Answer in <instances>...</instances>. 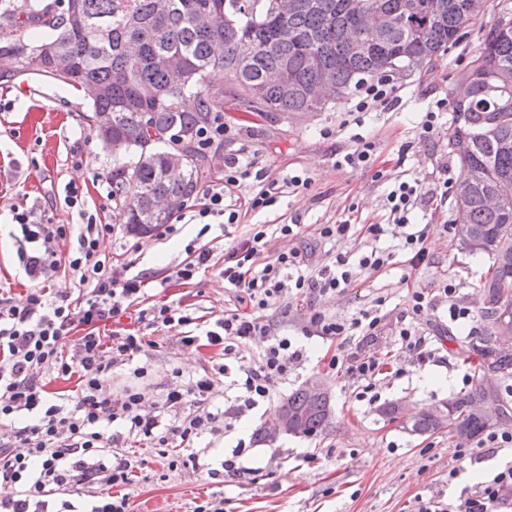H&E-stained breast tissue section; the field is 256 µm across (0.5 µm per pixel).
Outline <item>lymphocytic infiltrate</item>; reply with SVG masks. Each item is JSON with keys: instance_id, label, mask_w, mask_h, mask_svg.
<instances>
[{"instance_id": "f902f5d3", "label": "lymphocytic infiltrate", "mask_w": 512, "mask_h": 512, "mask_svg": "<svg viewBox=\"0 0 512 512\" xmlns=\"http://www.w3.org/2000/svg\"><path fill=\"white\" fill-rule=\"evenodd\" d=\"M252 179L260 188L248 193L244 204L253 211L273 206L284 188L305 189L311 184L309 177L299 174L285 180L269 177L259 153L241 147L226 164L223 179L207 188L192 213L178 212L174 223L164 226V234L177 233L178 222L188 217L206 231L214 218L235 223L238 213L232 198ZM83 194V186L67 184L64 202L76 209L79 221L75 224H37L27 211H12V219L27 243L18 252L19 265L35 286L18 299L0 297V425L7 428L6 436L0 437V484L15 489L13 496L0 499V512H45L49 487L67 485L97 489L89 512H130L128 496L112 495L111 489L128 483L134 464L113 449L107 425L116 422L127 436H154L160 445L175 443L182 448L191 447L198 435L211 428L216 416L209 409L214 388L210 377L164 394L163 408L185 412L164 428L156 416L145 413L143 392L128 387L113 395L111 381L116 369L130 365L134 376L148 373L147 366L134 364L150 345L140 326L176 329L182 345L204 342L222 347L228 355L247 342L262 341L264 350L258 361L239 367L243 405L250 408L270 399L273 383L286 377L303 357L288 337L280 335L272 311L287 313L291 301L299 297L317 302L344 292L362 272L382 269L392 258L391 253L374 248L355 259L340 252L315 265L307 249L299 247L268 257L264 254L267 234L258 229L224 254V286L238 305L217 319L211 329L201 335L190 333L194 317L181 306L160 303L139 310L137 327L115 332L107 339L100 333V324L126 311L144 280L139 275L125 279L113 276L112 255L103 245L113 227L98 223L96 216L86 211ZM429 198L447 201V182H440L428 194L416 179L390 184L385 219L366 225V236L380 239L387 225H396L403 230V247L411 254L412 266L428 264L425 233L416 229L415 215ZM64 240L69 243L65 252L60 249ZM60 271L70 280L68 290L50 286ZM431 305L429 292L412 291L407 309L411 321L395 332L401 353L421 363L431 359L433 352L414 320ZM309 323L319 336L338 339L378 335L381 318L376 312L363 310L351 319L339 320L316 306ZM78 325L86 326L87 331L78 338L71 357L63 358L62 344ZM50 374L77 377V398L49 395L46 377ZM418 512H512V465L449 503L429 501L421 504Z\"/></svg>"}]
</instances>
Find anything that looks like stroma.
I'll return each mask as SVG.
<instances>
[{"label": "stroma", "instance_id": "obj_1", "mask_svg": "<svg viewBox=\"0 0 512 512\" xmlns=\"http://www.w3.org/2000/svg\"><path fill=\"white\" fill-rule=\"evenodd\" d=\"M509 18L512 0H491L481 28L436 64L396 82L393 101L364 114L359 126L348 121L351 102L347 99L322 112L261 116L247 112L232 91H225L224 122L232 134L214 149L213 167L223 170L225 161L248 144L259 150L271 177L303 173L310 177L311 186L284 193L273 206L258 212L239 207L236 223L212 225L204 236L195 223L184 224L167 237L130 232L121 206L106 197L114 160L83 118L84 99L60 91L50 79L35 73L23 80L0 81V290L16 297L31 286L18 263L10 206L26 208L37 223H77L76 211L64 203L65 186L73 181L87 184L89 211L101 223L113 226L104 245L117 266L127 267L132 276L147 273L150 279L144 294L126 314L108 322L107 330L135 327L139 309L163 300L188 307L199 322L214 321L230 305L222 276L224 250L248 237L257 225H265L272 233L269 253L284 252L298 241L277 233V225L296 222L310 235L318 225L347 216L357 224H371L382 219L388 180H457L459 164L448 153L447 128L423 136L421 114L437 99L452 98L457 74L471 61L485 29ZM23 81L38 85L40 94L23 95L19 90ZM327 129L332 132L328 139L323 136ZM357 133L369 136L376 145L373 166H337L338 157L352 150ZM405 144L410 150L404 155L400 148ZM454 219L449 202L427 205L420 212L430 263L419 268L411 267L410 254L401 250L400 230L394 226L377 241L358 234L336 247L317 245L319 262L328 260L334 248L360 253L375 246L394 247L389 265L362 273L350 288L320 303L322 311L339 319L377 309L383 323L380 334L371 341L358 336L344 341L322 338L309 328L308 301L293 302L281 331L302 349L303 358L287 378L275 383L271 400L254 408L241 409L242 376L235 370L219 374L215 349L183 347L174 331L164 326L144 329V336L153 343L143 358L148 374L138 379L127 370L115 372L114 392L129 385L144 389L145 411L159 415L167 425L174 420L173 414L160 410L167 390L205 375L216 378L218 392L211 410L218 416V428L196 439V464L174 469L168 460L176 456V449H162L152 438L119 440V447L138 462L131 483L124 488L132 512H194L197 505L215 498L223 500L224 512H415L419 499L455 498L511 461L512 451L504 449L482 462L467 464L456 478H449V471L457 469L458 438L445 431L413 434L377 413L387 401L408 400L421 408L436 405L470 386L471 372L460 347L478 333L480 321L450 322L449 301L436 291L443 281H451L457 288L454 301L475 306L493 260L463 248L452 228ZM198 236L212 250L208 268L188 283L171 281L173 270L186 257L185 245ZM417 288L435 295L427 314L416 320L435 351L434 359L407 365L400 376H379L374 399L360 398V384L342 368H331V359L342 360L352 352L387 360L398 356L393 332ZM314 378L330 391L333 418L328 429L314 437L286 435L272 445L256 443V430L272 419L281 401ZM228 459L234 460L238 475L225 471Z\"/></svg>", "mask_w": 512, "mask_h": 512}]
</instances>
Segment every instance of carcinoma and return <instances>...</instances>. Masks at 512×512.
<instances>
[{
	"mask_svg": "<svg viewBox=\"0 0 512 512\" xmlns=\"http://www.w3.org/2000/svg\"><path fill=\"white\" fill-rule=\"evenodd\" d=\"M283 27L274 0H0V79L33 71L84 94L83 84L102 93L88 100L91 118L112 113L114 155L112 198L122 204L130 230L147 234L174 216L152 210L157 197L189 200L198 185L213 176L209 155L199 146L198 131L216 114H224V77L234 94L258 112H306L311 93L321 83L347 90L367 78H380L393 57L414 58L415 68L433 65L455 47L474 24L467 0H361L369 9L394 16L395 27L377 48V36L352 26L349 0H298ZM220 13L223 24L209 26L201 14ZM43 36L32 40L29 32ZM363 45L348 56L346 33ZM73 61L75 74L54 73V60ZM501 66L512 67V28L497 23L477 49L475 59L457 77L448 138L468 144L460 164L453 205L466 199L470 241L465 248L492 256L493 265L480 286L481 327L469 337L467 352L479 361L471 369L470 388L439 403L444 421L425 414L406 425L422 435L444 429L460 439L495 428L512 427V406L501 386L494 399L499 416L491 421L479 410L491 385L486 373L512 379V352L494 345L504 316L502 299L512 298V202L492 210L484 205L503 178L512 179V91L496 98L484 92ZM272 68L288 72L269 84ZM155 143L142 150L146 126ZM182 146V176L168 175L169 150ZM506 317V316H504ZM512 324V315L506 317ZM281 407L300 420V435L314 436L329 426L327 397L302 386Z\"/></svg>",
	"mask_w": 512,
	"mask_h": 512,
	"instance_id": "cac0c4a2",
	"label": "carcinoma"
}]
</instances>
